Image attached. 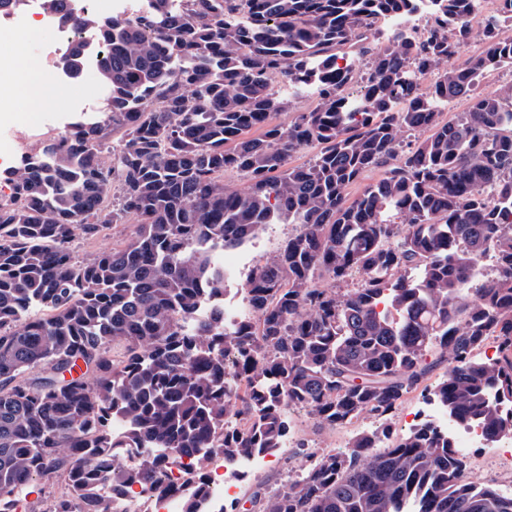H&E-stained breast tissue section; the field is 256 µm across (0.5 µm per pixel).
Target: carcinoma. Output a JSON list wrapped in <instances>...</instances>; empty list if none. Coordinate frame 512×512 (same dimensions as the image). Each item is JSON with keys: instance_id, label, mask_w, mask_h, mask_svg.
I'll return each instance as SVG.
<instances>
[{"instance_id": "carcinoma-1", "label": "carcinoma", "mask_w": 512, "mask_h": 512, "mask_svg": "<svg viewBox=\"0 0 512 512\" xmlns=\"http://www.w3.org/2000/svg\"><path fill=\"white\" fill-rule=\"evenodd\" d=\"M434 2L421 43L375 28L415 0H144L133 18H66L101 31L108 94L6 173L0 512H113L105 484L169 494L184 454L275 453L290 409L380 426L231 512H512L434 425L394 440L388 429L445 364L432 396L448 417L488 442L512 431V84L474 94L484 71L512 66V38L499 36L512 0L461 66L448 62L476 2ZM344 46L369 53L356 104ZM85 58L75 45L58 65L77 79ZM277 75L316 100L286 127L271 123L288 108ZM457 99L468 108L441 120ZM419 129L428 135L404 142ZM304 149L308 161L289 165ZM227 171L246 190L224 186ZM129 216L123 246L74 255L77 231ZM279 223L295 232L248 274L249 314L229 332L223 309L199 317L224 294L219 255ZM327 277L357 287L324 288ZM490 342L498 356L477 357ZM116 448L170 455L112 470ZM35 479L62 481L40 508L27 500Z\"/></svg>"}]
</instances>
